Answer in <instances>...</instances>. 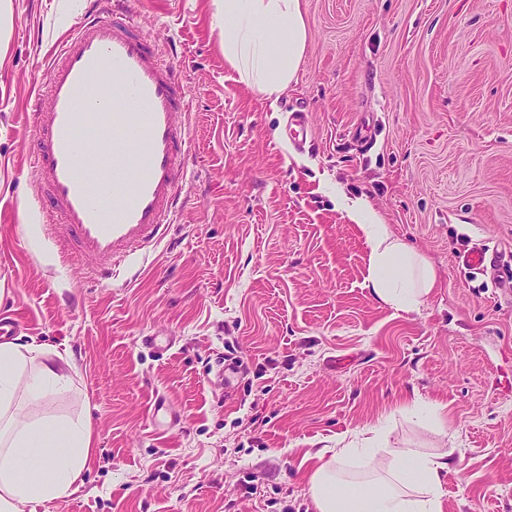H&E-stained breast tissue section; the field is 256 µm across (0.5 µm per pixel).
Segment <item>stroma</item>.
Masks as SVG:
<instances>
[{"instance_id": "stroma-1", "label": "stroma", "mask_w": 512, "mask_h": 512, "mask_svg": "<svg viewBox=\"0 0 512 512\" xmlns=\"http://www.w3.org/2000/svg\"><path fill=\"white\" fill-rule=\"evenodd\" d=\"M87 2L11 0L0 46V316L72 364L41 408L89 419L95 448L79 490L35 512H308L305 452L370 427L388 466L448 449L445 512H512V0H301L306 50L273 106L225 62L215 0H134L191 99L192 159L169 236L109 288L57 259L30 174L27 108ZM340 191L434 269L418 311L372 295ZM475 247L493 274L462 266ZM234 357L228 402L214 370Z\"/></svg>"}]
</instances>
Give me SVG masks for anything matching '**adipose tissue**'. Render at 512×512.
<instances>
[{"mask_svg":"<svg viewBox=\"0 0 512 512\" xmlns=\"http://www.w3.org/2000/svg\"><path fill=\"white\" fill-rule=\"evenodd\" d=\"M224 13V59L248 87L278 100L295 76L307 43L300 0H218ZM336 205L363 230L370 247L369 288L380 302L417 311L435 286L429 264L382 224L363 199L340 193ZM70 375L48 363L42 346L0 342V512L76 492L93 459L89 425L38 414L41 401L66 388ZM379 431L361 432L334 455L306 453L307 492L314 512H443L447 452L403 448L396 464L376 459ZM361 456L376 479L345 486L342 460Z\"/></svg>","mask_w":512,"mask_h":512,"instance_id":"ef3b65f1","label":"adipose tissue"}]
</instances>
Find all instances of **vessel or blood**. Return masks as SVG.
<instances>
[{"instance_id":"b4317fda","label":"vessel or blood","mask_w":512,"mask_h":512,"mask_svg":"<svg viewBox=\"0 0 512 512\" xmlns=\"http://www.w3.org/2000/svg\"><path fill=\"white\" fill-rule=\"evenodd\" d=\"M154 37L90 0L47 68L45 98L29 122L31 169L51 217L45 237L60 259L95 261L111 286L168 235L189 151V100L176 64L161 60ZM496 255L478 247L462 263L487 273Z\"/></svg>"}]
</instances>
